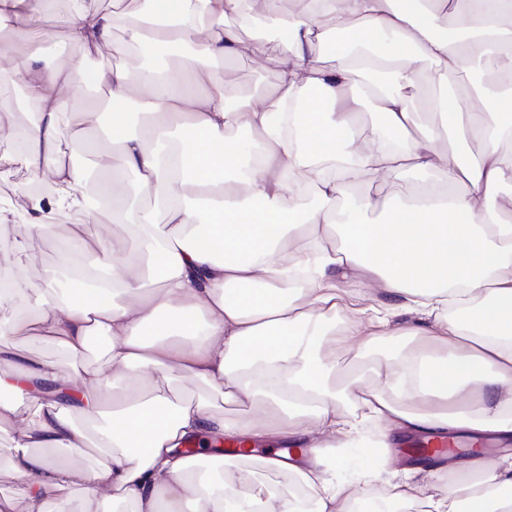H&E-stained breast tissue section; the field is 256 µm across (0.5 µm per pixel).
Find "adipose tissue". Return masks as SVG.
Returning <instances> with one entry per match:
<instances>
[{"label":"adipose tissue","instance_id":"ef3b65f1","mask_svg":"<svg viewBox=\"0 0 512 512\" xmlns=\"http://www.w3.org/2000/svg\"><path fill=\"white\" fill-rule=\"evenodd\" d=\"M53 0H0V43ZM448 0H313L295 15L281 0L262 11L285 34L269 90L228 101L218 63L238 51L229 21L252 0H114L69 20L65 65L18 56L0 82L22 80L33 120L15 132L28 180L21 209L0 208V236L22 231L19 251L72 214L68 244L101 257L96 279L65 263L8 327L73 355L105 342L107 370L63 371L0 347V431H13L24 479L0 512H78L86 488L132 512H512V458L448 457L442 469H391L374 436L466 433L512 438V84L481 97H435L424 121L408 90L450 87L512 46V0H467L457 16L469 42L438 31ZM132 45L195 44L178 70L103 69L94 83L138 99L146 118L129 132L111 115L94 150L98 193L140 230L146 265L98 231L86 173L62 148L61 121L83 137L97 110L64 94L88 60ZM390 35L373 47L374 37ZM329 55L322 65L319 55ZM373 103L372 133L358 130ZM247 130L252 143L235 138ZM484 143L478 160L460 146ZM447 149H440V141ZM441 174L405 201L354 193L387 175ZM45 183L48 194L32 192ZM154 198L141 208L140 196ZM379 291L353 294L351 279ZM344 325H337V316ZM395 339L385 354L374 345ZM358 372L342 376L337 353ZM191 379L251 412L225 416L205 400L178 401ZM313 438L332 448L300 468L264 459L297 490L226 458L221 470L181 454L199 438ZM351 448L364 465L337 479Z\"/></svg>","mask_w":512,"mask_h":512}]
</instances>
